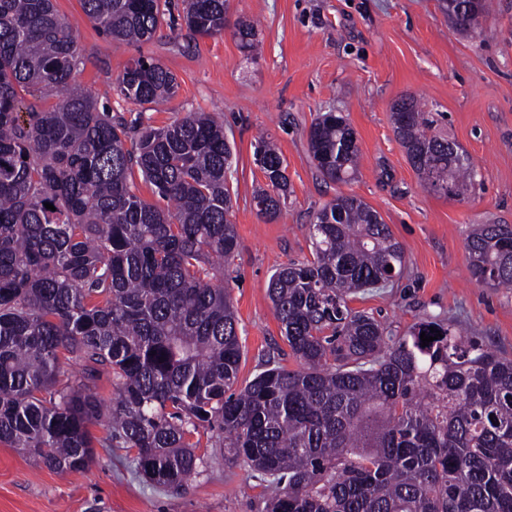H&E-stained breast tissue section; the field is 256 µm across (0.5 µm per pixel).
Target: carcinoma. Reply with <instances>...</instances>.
Masks as SVG:
<instances>
[{
	"mask_svg": "<svg viewBox=\"0 0 512 512\" xmlns=\"http://www.w3.org/2000/svg\"><path fill=\"white\" fill-rule=\"evenodd\" d=\"M182 2L189 31L224 32L226 0ZM80 3L112 40L163 37L169 0ZM443 8L468 34L469 13L487 18L491 0ZM234 36L255 51L253 25ZM81 65L77 29L54 0H0V445L67 474L92 462L100 424L103 446L136 449L149 480L179 488L198 467L187 436L202 427L224 461L269 479L263 512H512V359L435 317L399 335L349 306L404 267L377 212L346 194L319 210L312 259L280 266L268 287L297 367L270 354L240 387L238 321L224 280L203 268L229 267L238 249L224 121L188 112L130 127L76 81ZM178 87L143 55L117 79L139 106ZM19 88L56 101L27 104ZM397 107L394 133L424 185L464 193L470 156L432 132L417 99ZM308 146L324 180H351L360 149L342 115L320 114ZM255 156L267 188L253 200L272 221L287 164L264 138ZM135 169L174 210L136 194ZM466 251L477 281L512 287L511 224L472 225ZM432 328L442 337L424 347ZM91 363L112 377L108 402L82 371Z\"/></svg>",
	"mask_w": 512,
	"mask_h": 512,
	"instance_id": "carcinoma-1",
	"label": "carcinoma"
}]
</instances>
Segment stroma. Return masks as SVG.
<instances>
[{"mask_svg": "<svg viewBox=\"0 0 512 512\" xmlns=\"http://www.w3.org/2000/svg\"><path fill=\"white\" fill-rule=\"evenodd\" d=\"M56 7L78 24L79 82L113 115L154 127L189 112L224 121L234 153L228 181L239 249L228 287L244 351L240 383L282 341L268 296L271 274L311 258L309 226L340 192L377 211L405 255L399 279L357 294L351 308L400 334L435 316L512 358V288L479 284L465 248L472 225H512V0H494L473 36L451 29L440 0H228L229 23L257 25L255 56L231 32H189L181 0H169V37L141 45L107 39L80 0H56ZM142 55L176 76L173 99L139 107L118 95V76ZM402 94L421 99L435 132L474 161L478 176L463 196L428 190L409 165L392 124L391 105ZM329 110L346 117L361 150L357 174L343 185L322 180L307 146L317 113ZM263 133L288 165V200L271 222L253 201L267 183L254 160ZM209 437L192 435L200 463L177 489L146 479L129 448L95 447L88 468L62 476L0 445V512H261L271 495L267 482L225 462Z\"/></svg>", "mask_w": 512, "mask_h": 512, "instance_id": "1", "label": "stroma"}]
</instances>
